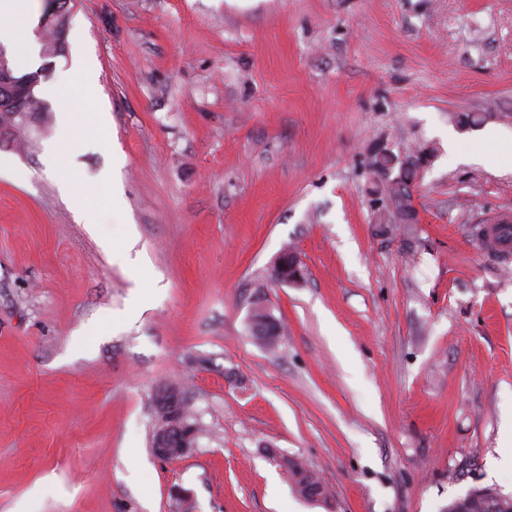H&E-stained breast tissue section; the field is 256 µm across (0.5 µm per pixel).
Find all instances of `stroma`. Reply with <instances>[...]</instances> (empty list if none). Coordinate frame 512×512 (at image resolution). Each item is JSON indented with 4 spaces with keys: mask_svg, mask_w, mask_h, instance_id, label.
<instances>
[{
    "mask_svg": "<svg viewBox=\"0 0 512 512\" xmlns=\"http://www.w3.org/2000/svg\"><path fill=\"white\" fill-rule=\"evenodd\" d=\"M63 54L95 65L108 127L57 117L0 147V512H443L495 468L512 423V0H69ZM70 150L61 195L46 149ZM430 146L397 229L373 148ZM115 205H108L111 192ZM92 216L89 232L76 212ZM294 250L302 283L268 277ZM264 292L283 325L251 334ZM197 427L151 448L153 397ZM306 461L332 510L264 452ZM37 499H29L32 488ZM182 417L181 411L178 413L176 409L171 408L167 414L169 426L159 430L154 439V453L157 457L163 460H170V458L177 455H185L191 448L194 447V437L196 432L191 433L186 430L185 426L180 422ZM170 431H175L182 437L181 445L179 448L169 447L167 435Z\"/></svg>",
    "mask_w": 512,
    "mask_h": 512,
    "instance_id": "stroma-1",
    "label": "stroma"
}]
</instances>
